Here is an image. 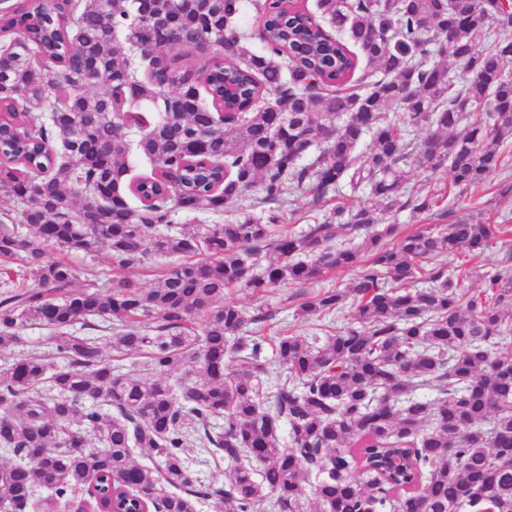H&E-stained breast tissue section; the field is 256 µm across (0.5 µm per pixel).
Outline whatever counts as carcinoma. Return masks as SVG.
I'll use <instances>...</instances> for the list:
<instances>
[{"mask_svg": "<svg viewBox=\"0 0 512 512\" xmlns=\"http://www.w3.org/2000/svg\"><path fill=\"white\" fill-rule=\"evenodd\" d=\"M248 7L261 52L243 33L224 49L242 0H16L0 14V192L20 204L0 224V266L20 279L0 296V350L38 323L62 361L0 370V450L17 455L0 463V512H24L41 490L49 509L79 491L127 512H197L211 499L219 512H302L308 500L312 512H512V268L457 277L434 265L483 253L512 225L460 218L389 244L397 225L385 223L505 166L512 38L478 45L512 13L502 0H316L317 17L303 0ZM186 48L209 64H183ZM360 54L370 82L354 78ZM271 96L275 109L254 108ZM413 152L433 175L448 169V187L409 185L399 164ZM138 157L152 173L132 181ZM258 182L260 215L159 232L177 211L223 212ZM345 187L380 213L337 206L275 234L289 190L328 203ZM345 231L364 232L361 245L337 243ZM49 247L108 250L109 291L97 272L74 291L69 263L43 261ZM154 255L188 260L146 288L126 270ZM357 266L348 291L296 310L324 335L272 339L285 376L267 385L255 332L272 314L224 290L264 294ZM473 277L481 288L465 289ZM347 306L354 321L330 333ZM80 319L96 334L70 333ZM105 346L144 358L152 378L118 373ZM213 419L224 427L204 443L229 464L222 488L183 456L189 431Z\"/></svg>", "mask_w": 512, "mask_h": 512, "instance_id": "cac0c4a2", "label": "carcinoma"}]
</instances>
